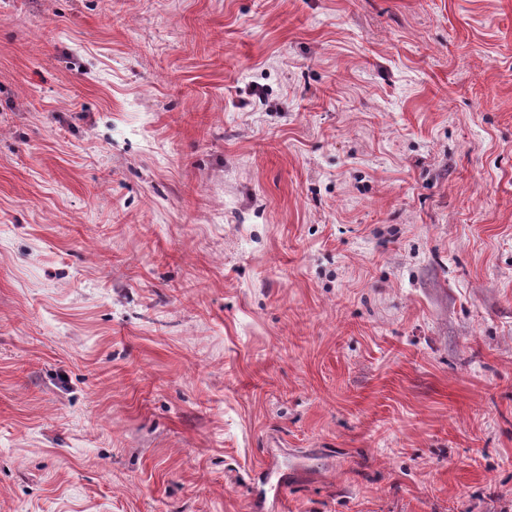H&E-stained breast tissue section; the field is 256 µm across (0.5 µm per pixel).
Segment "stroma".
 Masks as SVG:
<instances>
[{
	"label": "stroma",
	"instance_id": "obj_1",
	"mask_svg": "<svg viewBox=\"0 0 512 512\" xmlns=\"http://www.w3.org/2000/svg\"><path fill=\"white\" fill-rule=\"evenodd\" d=\"M0 512H512V0H0Z\"/></svg>",
	"mask_w": 512,
	"mask_h": 512
}]
</instances>
